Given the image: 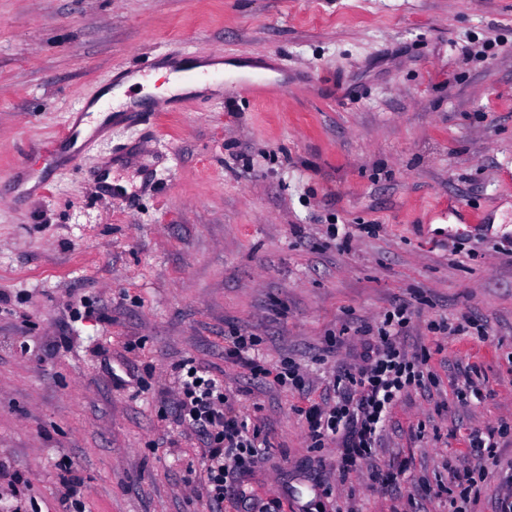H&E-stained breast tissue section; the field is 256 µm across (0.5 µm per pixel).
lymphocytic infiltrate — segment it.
Instances as JSON below:
<instances>
[{
    "label": "lymphocytic infiltrate",
    "instance_id": "f902f5d3",
    "mask_svg": "<svg viewBox=\"0 0 512 512\" xmlns=\"http://www.w3.org/2000/svg\"><path fill=\"white\" fill-rule=\"evenodd\" d=\"M409 323L407 308L395 307L376 332H365L356 362L332 371L325 395L301 411L311 447H322L328 441L338 443L337 470L341 475L353 474L370 457L401 394L424 386L431 378L427 354L409 352L401 343ZM256 344V337L237 334L225 348L224 358L243 370L249 381L272 378L305 392L309 386L305 372L291 362L270 371L256 358ZM175 371L178 423L204 446L208 471L205 495L213 512H220L237 475L261 463L270 443L262 438L259 426L238 408L235 395L223 380L190 359L176 365ZM508 430L511 428L504 423L472 430L467 462L449 459L448 477L462 489L460 502L452 512H469L476 475L482 472L486 460L495 457L499 441Z\"/></svg>",
    "mask_w": 512,
    "mask_h": 512
}]
</instances>
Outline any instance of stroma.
<instances>
[{"mask_svg": "<svg viewBox=\"0 0 512 512\" xmlns=\"http://www.w3.org/2000/svg\"><path fill=\"white\" fill-rule=\"evenodd\" d=\"M181 59L256 67L271 94L224 72L215 92L150 91L54 162L104 87ZM0 292V485L23 512H59L66 467L86 512H209L173 414L186 358L271 443L224 512H448V458L512 424V0H0ZM397 303L436 380L392 410L391 491L367 466L341 480L306 398L243 392L224 346L247 331L318 390L326 339L344 338L330 365L352 361ZM465 317L477 334L430 329ZM468 366L489 396L463 408ZM510 469L512 434L476 512H500Z\"/></svg>", "mask_w": 512, "mask_h": 512, "instance_id": "35a3bbf8", "label": "stroma"}]
</instances>
